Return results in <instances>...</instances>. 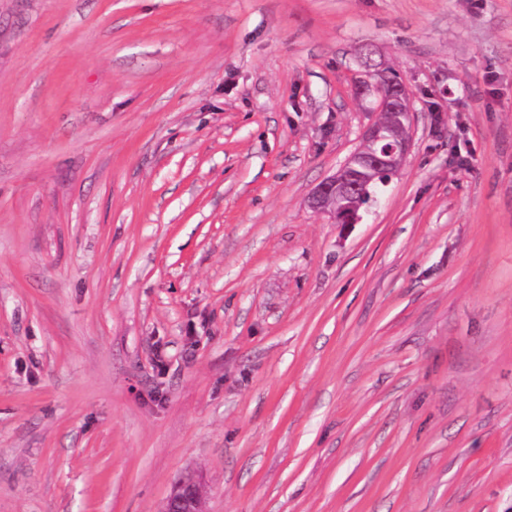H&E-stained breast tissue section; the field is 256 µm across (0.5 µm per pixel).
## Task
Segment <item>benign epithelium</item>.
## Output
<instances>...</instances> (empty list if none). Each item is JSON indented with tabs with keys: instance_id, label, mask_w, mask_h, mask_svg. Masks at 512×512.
Returning a JSON list of instances; mask_svg holds the SVG:
<instances>
[{
	"instance_id": "benign-epithelium-1",
	"label": "benign epithelium",
	"mask_w": 512,
	"mask_h": 512,
	"mask_svg": "<svg viewBox=\"0 0 512 512\" xmlns=\"http://www.w3.org/2000/svg\"><path fill=\"white\" fill-rule=\"evenodd\" d=\"M374 55L373 50H364V77L357 93L375 97L378 118L363 131L359 147L333 176L317 186L309 200L311 208L332 215L338 224L358 223L360 211L372 206L354 202L370 183L363 173L395 176L412 146L410 127L405 125L414 112L412 92L401 78H393V68ZM162 512H205L201 487L194 478L187 477L174 486Z\"/></svg>"
}]
</instances>
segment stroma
Masks as SVG:
<instances>
[{
  "instance_id": "obj_1",
  "label": "stroma",
  "mask_w": 512,
  "mask_h": 512,
  "mask_svg": "<svg viewBox=\"0 0 512 512\" xmlns=\"http://www.w3.org/2000/svg\"><path fill=\"white\" fill-rule=\"evenodd\" d=\"M412 149L310 208L376 118ZM512 512V0H0V512ZM374 55L372 49L364 50V77L358 82L357 93L375 97L373 112H377L378 118L363 131L359 147L333 176L317 186L309 200L311 208L332 215L337 224L358 223L362 219L361 209L368 211L373 205L353 202L360 195L365 199L364 190L371 182L369 178L363 179L362 173L395 176L402 170L412 146V92L399 74L393 78V68L378 62ZM403 119L410 121V125L406 126ZM366 145H371V149L366 150ZM385 179L389 177H378L368 185L370 196H377ZM162 512H206L200 485L192 477L177 483Z\"/></svg>"
}]
</instances>
